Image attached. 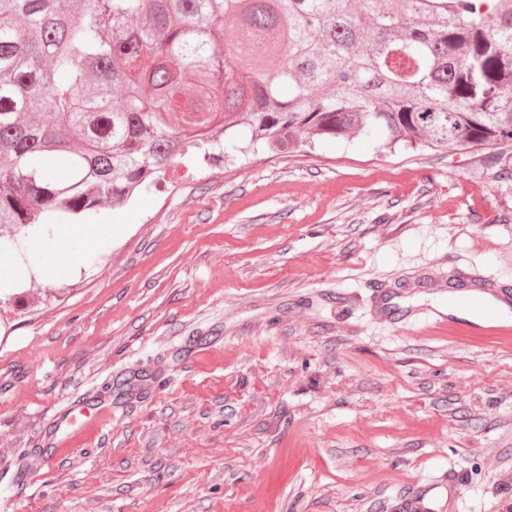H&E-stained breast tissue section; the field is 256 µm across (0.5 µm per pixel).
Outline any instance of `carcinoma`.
<instances>
[{
    "instance_id": "1",
    "label": "carcinoma",
    "mask_w": 512,
    "mask_h": 512,
    "mask_svg": "<svg viewBox=\"0 0 512 512\" xmlns=\"http://www.w3.org/2000/svg\"><path fill=\"white\" fill-rule=\"evenodd\" d=\"M360 135L512 142V0H0V225L89 219L221 145Z\"/></svg>"
}]
</instances>
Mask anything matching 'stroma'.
<instances>
[{
	"instance_id": "1",
	"label": "stroma",
	"mask_w": 512,
	"mask_h": 512,
	"mask_svg": "<svg viewBox=\"0 0 512 512\" xmlns=\"http://www.w3.org/2000/svg\"><path fill=\"white\" fill-rule=\"evenodd\" d=\"M0 290V512H512V336L437 326L512 294V145L183 160ZM109 416L50 450L72 403Z\"/></svg>"
}]
</instances>
